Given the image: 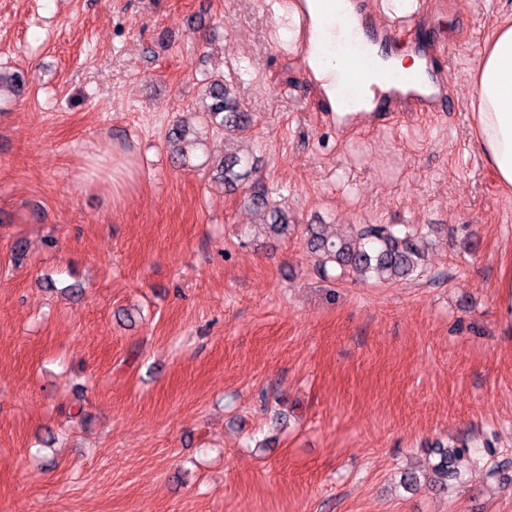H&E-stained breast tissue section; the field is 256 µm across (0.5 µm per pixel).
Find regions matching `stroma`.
<instances>
[{"label": "stroma", "instance_id": "stroma-1", "mask_svg": "<svg viewBox=\"0 0 512 512\" xmlns=\"http://www.w3.org/2000/svg\"><path fill=\"white\" fill-rule=\"evenodd\" d=\"M273 0H0V512H512V191L471 134L512 0H435L457 112L340 130ZM223 73L254 121L164 131ZM136 164L116 193V151ZM250 156L294 229L208 162ZM429 225L421 274L324 280L302 235ZM467 436L447 492L426 470ZM190 130L181 122L174 121L168 126L165 139L172 145L178 155L183 156L186 148L193 145L194 140L190 138Z\"/></svg>", "mask_w": 512, "mask_h": 512}]
</instances>
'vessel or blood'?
Instances as JSON below:
<instances>
[{
  "label": "vessel or blood",
  "mask_w": 512,
  "mask_h": 512,
  "mask_svg": "<svg viewBox=\"0 0 512 512\" xmlns=\"http://www.w3.org/2000/svg\"><path fill=\"white\" fill-rule=\"evenodd\" d=\"M337 16L354 12L359 27L344 31L336 41V109L341 122L372 123L392 112H453L459 102L448 88L444 68L435 63L443 48L434 40L418 39L413 49L424 61L420 72L383 69L381 54L390 47L398 16L381 0H326Z\"/></svg>",
  "instance_id": "b4317fda"
}]
</instances>
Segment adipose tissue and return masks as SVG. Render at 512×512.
I'll return each instance as SVG.
<instances>
[{
    "label": "adipose tissue",
    "mask_w": 512,
    "mask_h": 512,
    "mask_svg": "<svg viewBox=\"0 0 512 512\" xmlns=\"http://www.w3.org/2000/svg\"><path fill=\"white\" fill-rule=\"evenodd\" d=\"M306 9L313 22V48L304 62L313 80L327 89L336 66L333 56L320 54L318 44L322 29L335 28L336 21L320 14L318 0H306ZM474 77V139L500 184L512 189V24L499 28L490 45L478 53Z\"/></svg>",
    "instance_id": "obj_1"
}]
</instances>
